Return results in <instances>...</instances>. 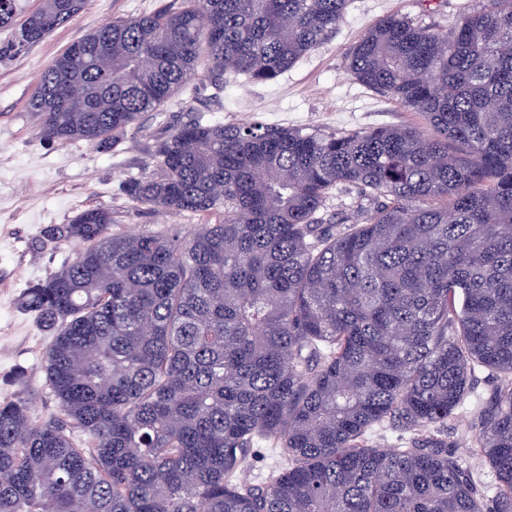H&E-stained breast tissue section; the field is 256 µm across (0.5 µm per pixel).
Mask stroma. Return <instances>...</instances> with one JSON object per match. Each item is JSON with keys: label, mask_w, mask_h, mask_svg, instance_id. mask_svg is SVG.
Masks as SVG:
<instances>
[{"label": "stroma", "mask_w": 512, "mask_h": 512, "mask_svg": "<svg viewBox=\"0 0 512 512\" xmlns=\"http://www.w3.org/2000/svg\"><path fill=\"white\" fill-rule=\"evenodd\" d=\"M463 2L349 0L336 33L275 82L253 83L239 76L227 81L220 94L197 83L194 93H179L163 111L146 113L126 142L107 151L83 140L45 142L40 119L27 102L42 68L70 44L114 19L152 11L158 0H87L66 25L0 58V401L27 398L38 421L59 411L41 362L50 335L32 314L21 310L19 299L24 288L73 261L84 244L50 239L48 227L70 223L83 210L100 207L111 210L116 233H193L200 217L136 206L123 194L121 183L128 176L153 172L148 152L153 137L198 113L227 123L257 121L326 132L421 124L415 112L348 77L346 54L384 15L402 13L444 31L457 22ZM473 387L476 401L487 402L499 393L502 380L498 373L479 368ZM475 403L449 420L448 451L471 471L478 494L490 498L498 484L472 447Z\"/></svg>", "instance_id": "35a3bbf8"}]
</instances>
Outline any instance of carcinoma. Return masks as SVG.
Masks as SVG:
<instances>
[{"instance_id": "obj_1", "label": "carcinoma", "mask_w": 512, "mask_h": 512, "mask_svg": "<svg viewBox=\"0 0 512 512\" xmlns=\"http://www.w3.org/2000/svg\"><path fill=\"white\" fill-rule=\"evenodd\" d=\"M348 2L162 3L72 43L28 109L48 142L114 148L198 75L275 81ZM84 3L41 0L12 47ZM19 8L0 0V28ZM346 70L430 131L199 114L121 190L214 223L114 233L91 208L53 229L87 247L20 307L53 336L61 415L0 403V512H512V0L467 4L445 32L384 15ZM340 186L375 205L328 219ZM478 367L503 376L472 424L491 500L443 437ZM386 424L410 437L371 447ZM262 446L284 463L240 479Z\"/></svg>"}]
</instances>
